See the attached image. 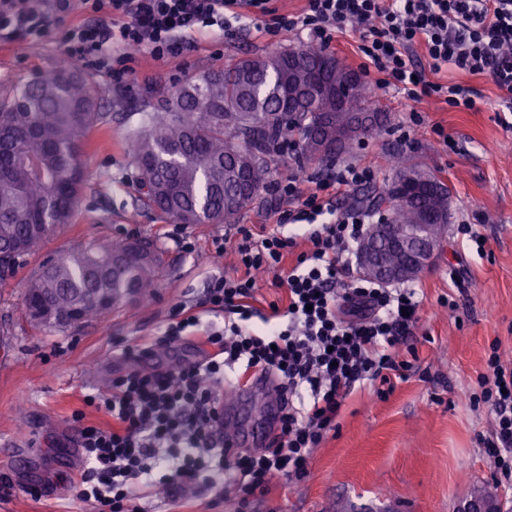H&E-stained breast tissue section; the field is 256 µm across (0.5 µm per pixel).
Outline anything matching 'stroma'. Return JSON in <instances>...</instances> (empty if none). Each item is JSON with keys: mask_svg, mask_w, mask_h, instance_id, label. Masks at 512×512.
I'll return each mask as SVG.
<instances>
[{"mask_svg": "<svg viewBox=\"0 0 512 512\" xmlns=\"http://www.w3.org/2000/svg\"><path fill=\"white\" fill-rule=\"evenodd\" d=\"M62 26L48 36L17 42L0 51V86L28 80L63 60ZM296 35L259 34L245 19L235 36L213 29L194 36L182 56L156 61L132 52L129 65L148 73L151 84L117 89L105 74L85 67L102 94L109 126L93 131L84 156L88 184L73 223L64 225L16 273L0 279V512H91L78 498L85 463L78 447L79 424L104 425L96 401L112 379L204 355L195 339L161 356L124 358L119 349L157 334L177 304L197 299L211 277L235 276L232 251L212 254L214 241L233 234L231 224H187L185 235L199 251L187 254L172 236L173 220L160 218L139 200V170L131 139L144 122L143 105H160L176 86L223 66L225 59L271 55L301 46ZM449 82L478 90L475 109L453 108L437 98L416 103L397 92L367 98L370 108L389 113L392 130L365 138L347 160L373 161L376 186L390 177L389 154L401 153L452 190L450 222L436 265L409 285L421 301L419 321L408 342L417 353L415 372L387 399L370 388L347 397L339 428L312 454L308 474L293 482L278 478L257 512H456L471 493L493 482L491 460L477 438L488 434L491 417L465 399L486 370L492 343L512 360V125L503 123L501 93L486 75L449 71ZM424 121L411 145L401 144L397 125L410 111ZM448 143H441L435 126ZM473 225L486 240L484 252L456 232ZM148 238L161 265L148 302L123 303L105 316L76 326L31 323L23 296L41 263L60 252L130 236ZM456 310H449L448 301ZM84 415L75 423V412ZM144 512H231L232 500L216 489L192 484L172 494L140 487Z\"/></svg>", "mask_w": 512, "mask_h": 512, "instance_id": "obj_1", "label": "stroma"}]
</instances>
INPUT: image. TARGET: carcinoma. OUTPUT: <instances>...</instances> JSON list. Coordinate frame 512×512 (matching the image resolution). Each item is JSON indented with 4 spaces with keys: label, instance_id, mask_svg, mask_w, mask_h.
I'll use <instances>...</instances> for the list:
<instances>
[{
    "label": "carcinoma",
    "instance_id": "obj_1",
    "mask_svg": "<svg viewBox=\"0 0 512 512\" xmlns=\"http://www.w3.org/2000/svg\"><path fill=\"white\" fill-rule=\"evenodd\" d=\"M304 71L288 65L289 50L224 62L181 87L146 113L133 139L143 201L164 219L181 224H237L252 204L270 207L275 146L298 134V160L305 164L353 152L359 139L336 140V126L351 112H365V85L358 81L349 108L336 107V82L351 75L343 62L319 46H299ZM110 121L100 111L98 88L81 66L67 62L11 86L0 94V262L14 246L38 253L57 230L72 223L88 187L81 163L87 134ZM406 200L387 210L397 229L425 224V209L448 223L451 189L431 174L395 166L385 187L368 200L381 214L386 191ZM127 244L78 248L43 265L24 298L43 301L56 315L78 309L84 320L111 311L129 293L151 291L159 259L132 260L112 273L113 254Z\"/></svg>",
    "mask_w": 512,
    "mask_h": 512
}]
</instances>
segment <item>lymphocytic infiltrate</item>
Here are the masks:
<instances>
[{
	"instance_id": "lymphocytic-infiltrate-1",
	"label": "lymphocytic infiltrate",
	"mask_w": 512,
	"mask_h": 512,
	"mask_svg": "<svg viewBox=\"0 0 512 512\" xmlns=\"http://www.w3.org/2000/svg\"><path fill=\"white\" fill-rule=\"evenodd\" d=\"M270 2L55 0L48 12L33 0H0V38L44 36L52 12L65 13V56L105 68L112 85L122 88L132 76L127 50L174 58L187 48L188 32L215 26L230 37L237 22L249 18L258 32L303 34L326 48L355 33L359 69L383 93L414 101L434 94L447 105L475 108L477 91L439 82V74L453 68L489 75L512 98V0H303L292 14L276 13ZM420 55L436 81L420 77ZM375 179L374 163L364 162L336 166L324 177L293 174L276 182L286 206L273 214L271 226L240 229L233 241L238 274L211 279L195 306H175L160 335L140 347L146 355L175 349L196 328L208 347L205 357L175 372L133 370L115 377L102 401L111 425L82 428L83 502L95 512H139V484L168 490L218 485L229 465L235 512H251L253 503L267 498L274 478L306 475L314 448L336 430L355 386L370 385L384 398L410 378L414 366L401 348L419 320L414 289L346 277L369 216L339 209L337 202ZM298 223L308 224L311 244L300 254L285 231ZM260 273L272 274L286 296L265 312L251 303ZM203 311L225 313L223 326L201 325ZM255 317L264 324L258 333L248 326ZM256 370L279 382L287 402L267 448L233 455L215 437L218 388L244 384ZM478 386L469 400L493 417L492 430L478 443L500 484L512 486V364L502 360L498 345L490 347Z\"/></svg>"
}]
</instances>
